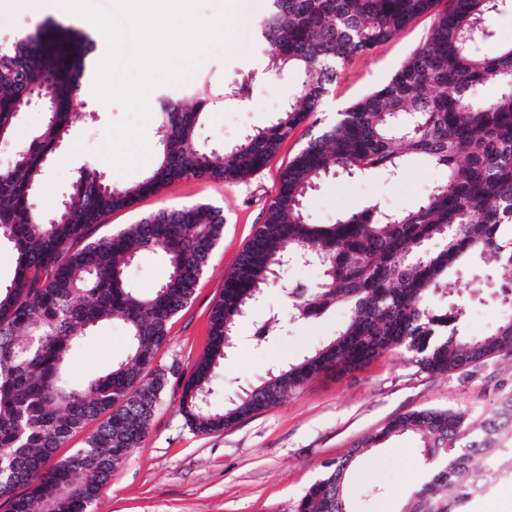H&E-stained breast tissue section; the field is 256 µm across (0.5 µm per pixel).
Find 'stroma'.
<instances>
[{
	"mask_svg": "<svg viewBox=\"0 0 512 512\" xmlns=\"http://www.w3.org/2000/svg\"><path fill=\"white\" fill-rule=\"evenodd\" d=\"M264 0H234L232 35L210 47L197 73L182 83L153 89L149 102L183 91L206 94L208 105L198 129L200 145L222 152L246 131L268 125L297 92L296 77L264 76L265 57L249 51L248 28ZM55 0H44L40 13H0V43L36 31L48 20H61ZM430 17L410 24L371 54L350 60L326 94L318 112L294 130L278 154L256 175L230 184L208 178H188L142 198L133 209L104 217L98 235H110L141 216L193 203H208L224 211V231L210 255L190 303L175 316L156 365H179L190 371L202 356L209 336L210 312L224 288L243 247L263 223L279 189L281 169L320 128L385 82L405 56L427 35ZM84 104L78 109L68 139L57 149L33 196L35 208L52 214L70 192L79 167L102 173L109 182L132 185L152 167L158 146L157 120L141 122L136 112L118 102L103 103L85 83ZM143 125L148 155L138 167L119 171L101 154L110 127ZM446 177L442 169L411 162L397 177L382 172L366 175L336 173L327 177L304 201V213L314 224H332L343 213L374 205L399 213L425 200ZM167 274L161 251H146L129 266L127 279L139 292L156 288ZM316 266L291 264L282 268L281 286L270 288L261 304L238 327L236 344L221 365L213 408L263 380L272 367L292 363L322 347L346 321L348 309L337 305L311 322L290 319L284 286L319 281ZM454 297L435 293L434 305L456 302L464 310L461 329L469 336L492 333L505 311L498 300L497 270L481 259L458 269ZM483 278L485 288L470 292V280ZM280 323L264 345L252 339L257 326L271 314ZM128 337L115 320L100 325L94 336L67 360L72 383L107 372L124 357ZM512 395V354H499L462 372L419 371L399 350L385 353L356 368L335 369L287 393L264 413L219 433L191 431L179 409L175 390H166L146 437L101 492L93 512H294L306 488L319 479L326 463L345 457L358 442L379 432L395 416L424 408L466 411L482 419ZM426 465L421 442L413 435L396 436L360 454L350 471L345 494L352 512H400L405 500L424 482Z\"/></svg>",
	"mask_w": 512,
	"mask_h": 512,
	"instance_id": "1",
	"label": "stroma"
}]
</instances>
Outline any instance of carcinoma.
I'll return each mask as SVG.
<instances>
[{"instance_id":"cac0c4a2","label":"carcinoma","mask_w":512,"mask_h":512,"mask_svg":"<svg viewBox=\"0 0 512 512\" xmlns=\"http://www.w3.org/2000/svg\"><path fill=\"white\" fill-rule=\"evenodd\" d=\"M509 0H271L259 21L267 72L292 71L299 92L276 120L214 153L199 147L206 106L169 95L157 114L155 167L133 185L109 184L82 168L49 218L32 197L42 168L69 134L87 74L92 42L59 24L0 48V137L11 138L20 102L48 84L51 109L41 129L0 169V242L12 245L11 281L0 284V499L8 512H91L104 484L148 433L168 386L198 434L222 432L278 405L322 372L402 350L429 373H448L512 351V314L481 337L461 332L463 311L431 303L453 290L448 271L480 256L503 269L501 302L512 307V45L493 41L492 19ZM434 13L425 40L379 88L338 113L311 137L280 175L278 194L252 239L224 276L211 311L209 343L188 374L152 369L172 318L190 302L221 238L223 211L207 203L160 210L109 236L95 226L117 209L188 177L224 183L259 172L291 131L320 109L354 56L370 54L414 20ZM480 86L493 96L475 94ZM413 159L446 171L426 200L401 213L375 206L342 214L327 226L307 221L303 201L338 169L399 175ZM160 249L170 272L151 293L131 288L126 268ZM315 259L317 287L288 289L293 317L314 320L342 303L347 321L322 348L272 370L222 410L209 406L216 369L233 348L239 323L289 259ZM121 319L124 358L86 383L65 372L70 353L102 322ZM96 421L83 447L56 459L70 437ZM416 433L427 481L402 512H465L477 477L485 487L512 475V397L477 424L465 412L414 410L394 417L358 444L380 445ZM487 462L476 474L473 459ZM295 512H349L344 488L351 465H324Z\"/></svg>"}]
</instances>
